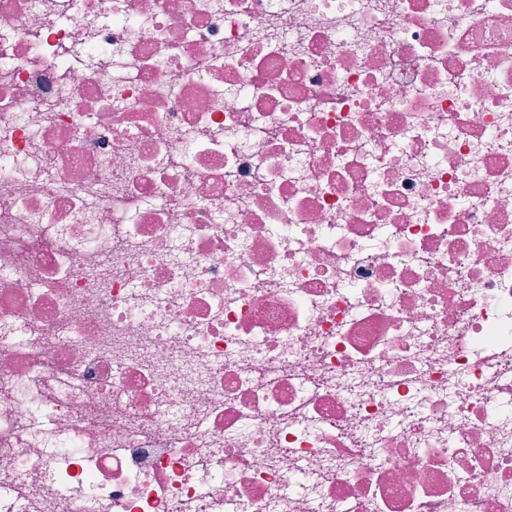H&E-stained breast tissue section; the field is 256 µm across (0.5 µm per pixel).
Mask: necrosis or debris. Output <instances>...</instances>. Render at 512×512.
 I'll return each instance as SVG.
<instances>
[{"instance_id":"necrosis-or-debris-1","label":"necrosis or debris","mask_w":512,"mask_h":512,"mask_svg":"<svg viewBox=\"0 0 512 512\" xmlns=\"http://www.w3.org/2000/svg\"><path fill=\"white\" fill-rule=\"evenodd\" d=\"M0 512H512V0H0Z\"/></svg>"}]
</instances>
